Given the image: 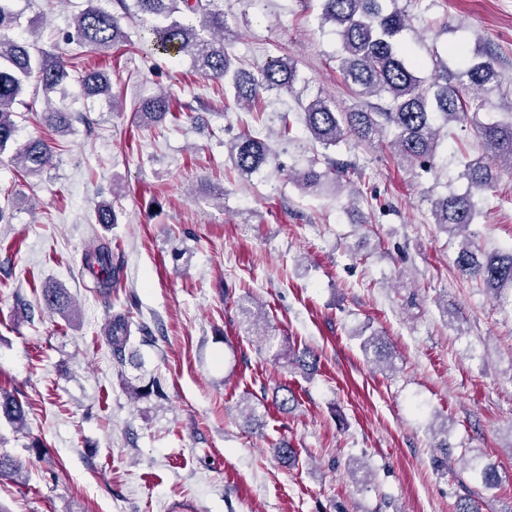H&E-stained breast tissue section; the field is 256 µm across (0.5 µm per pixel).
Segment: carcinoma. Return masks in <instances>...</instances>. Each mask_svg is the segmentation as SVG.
<instances>
[{"instance_id": "1", "label": "carcinoma", "mask_w": 512, "mask_h": 512, "mask_svg": "<svg viewBox=\"0 0 512 512\" xmlns=\"http://www.w3.org/2000/svg\"><path fill=\"white\" fill-rule=\"evenodd\" d=\"M17 4L18 0H0V154L15 147L13 159L26 173L38 175L53 164L54 151L42 140L17 144L15 105L20 103L26 83L35 80L47 96L75 85L85 99L102 97L114 102L116 98L109 75L90 71L75 78V62L37 46L30 39L34 26H28L27 37L18 35L22 12ZM116 4L119 13L105 7L103 0H88L87 7L75 17L69 41L105 52L126 41L122 18L155 21L157 25L149 29L151 51L172 59L189 56L199 73L224 81V88L234 92L237 104L257 111L263 94L294 92L299 70L290 55L272 57L253 72L234 66L224 50V39L230 34L228 20L215 6V0H116ZM320 19L321 24L332 25L340 39L337 60L347 89L362 103L377 97L383 104L369 111L341 110L322 91L301 104L305 130L323 152L292 175L294 184L313 195L339 192L344 171L327 151L349 139L389 148L400 166L431 172L437 168V148L448 135V125L472 124L483 151L465 161L457 173L456 179L466 181V191L459 194L450 190L432 202L434 223L448 235L462 237L454 259L460 276L492 292L497 299L505 292L512 296V247L488 254L476 243L478 234L471 231L484 195L496 188L501 171L512 173V111L503 120L476 119L478 113L497 107L500 87L492 52L461 56L455 70L439 59L428 79L419 75L418 61L401 47L400 36L408 27L407 14L388 8L386 0H321ZM134 115L138 121L152 124L175 113L169 95L159 92L143 99ZM45 119L56 133L72 128L73 115L63 109L45 113ZM226 146L234 169L246 179L268 167L276 156L256 130L238 133ZM94 264L104 273L97 288L105 294L117 270L111 246L102 243L83 256V265ZM42 300L48 310L64 317L72 311L70 297L61 288L44 290ZM243 315L249 332L265 335L268 315H258L247 307ZM127 339L128 323L115 318L111 326L115 350H121ZM371 348L378 362L392 357L391 347L380 336L364 340L363 349ZM317 363V354L307 347L293 351L289 360L304 373L315 370ZM25 415L21 400L0 395V417L20 424Z\"/></svg>"}]
</instances>
